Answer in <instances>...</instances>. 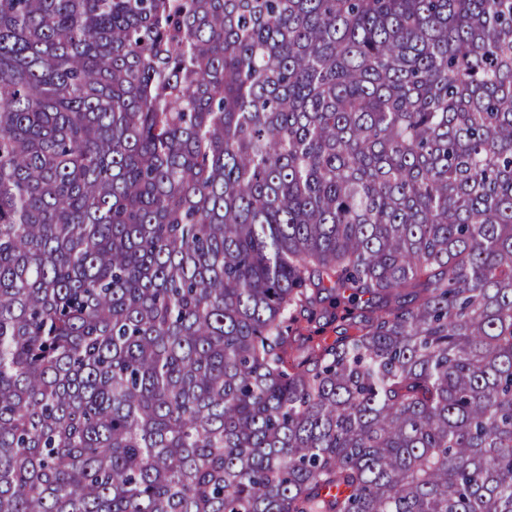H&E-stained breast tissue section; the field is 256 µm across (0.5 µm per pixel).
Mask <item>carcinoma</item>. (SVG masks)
I'll return each instance as SVG.
<instances>
[{"instance_id": "obj_1", "label": "carcinoma", "mask_w": 512, "mask_h": 512, "mask_svg": "<svg viewBox=\"0 0 512 512\" xmlns=\"http://www.w3.org/2000/svg\"><path fill=\"white\" fill-rule=\"evenodd\" d=\"M0 512H512V0H0Z\"/></svg>"}]
</instances>
